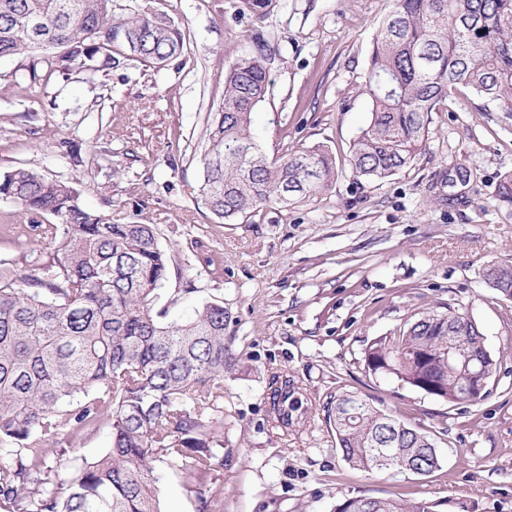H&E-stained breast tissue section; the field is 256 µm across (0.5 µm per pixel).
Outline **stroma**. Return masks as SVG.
Returning <instances> with one entry per match:
<instances>
[{
    "label": "stroma",
    "instance_id": "obj_1",
    "mask_svg": "<svg viewBox=\"0 0 512 512\" xmlns=\"http://www.w3.org/2000/svg\"><path fill=\"white\" fill-rule=\"evenodd\" d=\"M238 0H155L185 34L163 68L136 61L88 77L37 80L32 57L0 59V173L19 166L73 185L115 224L157 227L171 256L155 312L176 322L223 304L231 366L224 373V466L200 504L196 483L167 471L161 512H333L353 495L439 501L444 512H512V299L484 279L512 262V121L461 88L431 115L425 151L390 178L356 177L351 143L369 119L364 93L377 28L391 0H278L263 18ZM266 46L269 91L251 131L271 158L317 144L335 155L336 184L320 200L272 205L223 221L205 207L201 153L209 112L237 61ZM27 234L26 252L10 238ZM49 243L17 206L0 202V259L25 278ZM449 304L473 317L497 362L488 397L452 406L371 375L363 352L411 314ZM298 386L287 427L274 421L277 381ZM370 400L432 434L441 467L428 476L368 474L337 448L339 396ZM111 427L98 422L48 464L68 476L98 457Z\"/></svg>",
    "mask_w": 512,
    "mask_h": 512
}]
</instances>
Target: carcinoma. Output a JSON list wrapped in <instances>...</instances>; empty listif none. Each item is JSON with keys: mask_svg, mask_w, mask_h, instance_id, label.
Instances as JSON below:
<instances>
[{"mask_svg": "<svg viewBox=\"0 0 512 512\" xmlns=\"http://www.w3.org/2000/svg\"><path fill=\"white\" fill-rule=\"evenodd\" d=\"M262 17L273 0H240ZM185 35L149 0L115 13L114 0H0V59L37 55L52 72L90 73L140 60L157 68L182 54ZM456 85L512 118V0H393L378 27L365 91L370 119L354 139L357 176L383 181L426 148L429 116ZM269 77L256 56L236 62L209 113L201 159L204 205L233 220L271 204L310 203L336 183V160L321 145L270 161L255 141L251 114ZM0 201L55 223L35 229L53 247L22 288L0 260V503L10 512H161L160 461L201 487L224 465L222 416L208 402L224 393L230 367L226 313L206 303L164 323L154 313L169 255L153 224H113L83 207L77 190L32 167L0 175ZM489 286L512 299V264L490 265ZM432 354L430 366L418 361ZM374 375L433 397L474 405L489 394L497 363L478 325L452 307L420 311L364 351ZM474 366L473 375L462 364ZM102 418L112 444L60 479L46 460L61 435ZM343 459L366 472L426 476L440 467L432 435L362 398L336 399L333 419ZM438 503L357 495L333 512H437Z\"/></svg>", "mask_w": 512, "mask_h": 512, "instance_id": "carcinoma-1", "label": "carcinoma"}]
</instances>
